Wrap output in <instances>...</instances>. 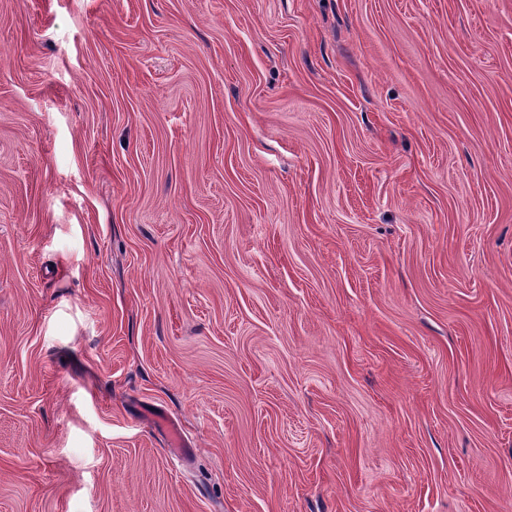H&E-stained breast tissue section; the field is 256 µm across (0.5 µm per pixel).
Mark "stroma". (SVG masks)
Listing matches in <instances>:
<instances>
[{
	"label": "stroma",
	"instance_id": "1",
	"mask_svg": "<svg viewBox=\"0 0 512 512\" xmlns=\"http://www.w3.org/2000/svg\"><path fill=\"white\" fill-rule=\"evenodd\" d=\"M0 512H512V0H0Z\"/></svg>",
	"mask_w": 512,
	"mask_h": 512
}]
</instances>
